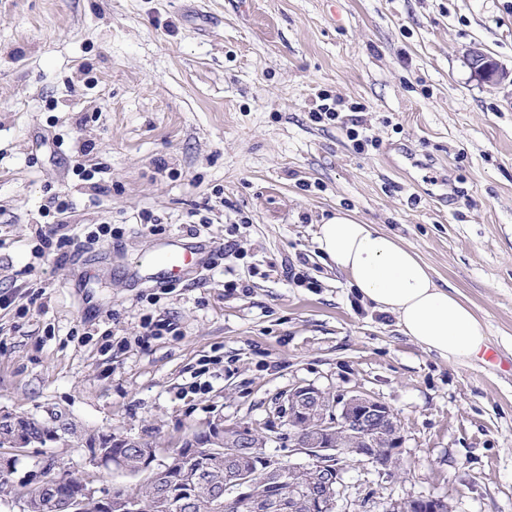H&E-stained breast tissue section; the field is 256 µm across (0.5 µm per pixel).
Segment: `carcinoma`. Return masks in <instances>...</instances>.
<instances>
[{"label": "carcinoma", "mask_w": 512, "mask_h": 512, "mask_svg": "<svg viewBox=\"0 0 512 512\" xmlns=\"http://www.w3.org/2000/svg\"><path fill=\"white\" fill-rule=\"evenodd\" d=\"M8 433L43 445L83 438L90 453L104 451L121 459L122 471L130 476L142 474L148 462L156 461L159 454V449L149 442L127 441L110 432H82L57 413L44 420L19 417ZM193 440L195 448L190 455L179 460L170 457L157 465L140 488L113 487L112 501L136 499L143 506L142 512H256L258 500L276 501L288 497V483L263 479L260 456L241 450L228 458L224 452L210 447V437L204 431L194 435ZM56 467L54 460L44 467L38 485L18 491L8 485V475L14 468L0 463V497L18 499L20 512H50L47 504L52 500L62 507L61 512H67L63 506L75 497L85 502L84 512H105L97 506L89 481L76 475L58 477L54 475ZM240 473L255 474L252 493L232 499L225 493V485Z\"/></svg>", "instance_id": "obj_1"}]
</instances>
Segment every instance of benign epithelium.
<instances>
[{
  "label": "benign epithelium",
  "mask_w": 512,
  "mask_h": 512,
  "mask_svg": "<svg viewBox=\"0 0 512 512\" xmlns=\"http://www.w3.org/2000/svg\"><path fill=\"white\" fill-rule=\"evenodd\" d=\"M470 65L483 82L496 85L512 75L495 65L479 51L470 54ZM288 447L313 459V465L279 464L267 466L263 473L273 479L288 478V483L309 496L312 512H332L343 491V462L367 460L387 469L397 463L404 435L400 419L382 401L364 393L336 399L313 386H298L288 394ZM210 442L230 457L239 448H256L255 432L249 427L217 426ZM331 466V475L310 478L312 466ZM442 500L415 498L396 504L388 512H446Z\"/></svg>",
  "instance_id": "obj_1"
}]
</instances>
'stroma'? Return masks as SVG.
I'll return each mask as SVG.
<instances>
[{"instance_id": "1", "label": "stroma", "mask_w": 512, "mask_h": 512, "mask_svg": "<svg viewBox=\"0 0 512 512\" xmlns=\"http://www.w3.org/2000/svg\"><path fill=\"white\" fill-rule=\"evenodd\" d=\"M475 49L512 72V0H0V412L170 449L247 426L305 465L274 439L288 391L366 393L402 421L399 462L345 463L334 512H512V83L481 82ZM324 94L338 121L312 120ZM58 194L73 213L45 212ZM339 209L457 291L496 361L362 300L318 248ZM173 233L213 245L181 280L154 262ZM49 456L142 482L50 443L13 484ZM447 503L443 500L415 498L396 504L389 512H444Z\"/></svg>"}]
</instances>
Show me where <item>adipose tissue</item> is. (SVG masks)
<instances>
[{
	"instance_id": "ef3b65f1",
	"label": "adipose tissue",
	"mask_w": 512,
	"mask_h": 512,
	"mask_svg": "<svg viewBox=\"0 0 512 512\" xmlns=\"http://www.w3.org/2000/svg\"><path fill=\"white\" fill-rule=\"evenodd\" d=\"M317 241L363 299L396 315L405 336L446 359L470 361L484 352L483 320L396 236L339 210L319 225Z\"/></svg>"
}]
</instances>
